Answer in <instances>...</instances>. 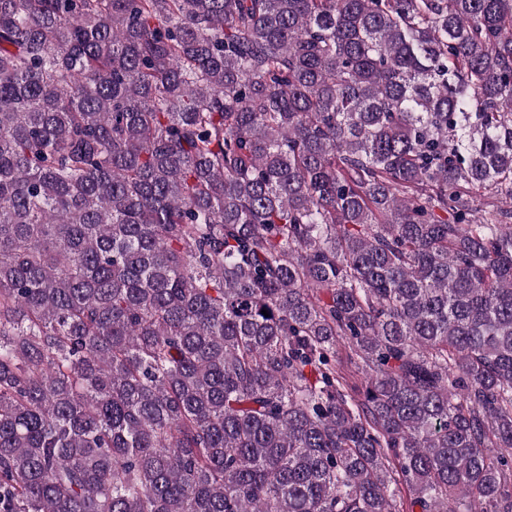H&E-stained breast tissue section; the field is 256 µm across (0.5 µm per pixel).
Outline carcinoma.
I'll list each match as a JSON object with an SVG mask.
<instances>
[{
	"mask_svg": "<svg viewBox=\"0 0 512 512\" xmlns=\"http://www.w3.org/2000/svg\"><path fill=\"white\" fill-rule=\"evenodd\" d=\"M0 512H512V0H0Z\"/></svg>",
	"mask_w": 512,
	"mask_h": 512,
	"instance_id": "carcinoma-1",
	"label": "carcinoma"
}]
</instances>
